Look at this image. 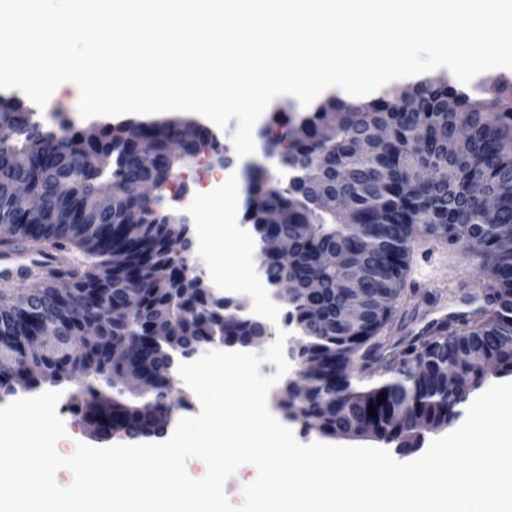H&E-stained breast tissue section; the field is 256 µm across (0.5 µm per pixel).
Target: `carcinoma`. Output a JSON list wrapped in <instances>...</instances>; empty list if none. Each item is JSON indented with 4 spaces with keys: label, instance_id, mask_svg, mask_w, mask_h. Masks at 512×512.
Here are the masks:
<instances>
[{
    "label": "carcinoma",
    "instance_id": "cac0c4a2",
    "mask_svg": "<svg viewBox=\"0 0 512 512\" xmlns=\"http://www.w3.org/2000/svg\"><path fill=\"white\" fill-rule=\"evenodd\" d=\"M473 90L478 96L445 75L427 77L357 102L330 95L300 124L273 126V140L286 148L272 154L293 179L272 181L253 165L243 220L253 225L259 257L271 233L297 247L293 268L269 259L264 271L269 284L296 282L286 321L304 334L297 357L309 389L296 398L286 382L276 397L285 418L329 437L370 434L407 448L411 434L448 426L467 401L448 390L446 368L460 369L471 390L489 375H512V85L489 79ZM182 123L177 117L141 121L132 140L124 122L101 123L94 136L64 123L46 130L33 110L0 95V242L14 249L44 243L83 256L90 267L74 282L50 273L58 284L36 297L22 288L0 290V342L25 343V315L35 299L45 303L41 317L64 336L78 335L87 321L100 324L97 341L20 360L0 374V402L43 384L57 386L79 366L90 381L71 399L76 416L102 435H161L172 412L188 407L187 399L173 397L174 358L217 340L243 347L261 334L240 304L210 297L178 219L164 206L176 168L197 156V143L183 157L169 155ZM420 166L451 169L455 179L419 181L414 171ZM151 178L161 192L144 197L139 186ZM18 184L35 199L27 213L11 206ZM107 190L112 207L97 214L95 199ZM317 192L349 198L354 225L343 223L339 209L316 205ZM269 210L282 219L272 230L263 224ZM417 233L469 245L483 275L485 304L459 327H434L387 355L383 332L406 295ZM325 251L338 253L340 263H319ZM359 264L371 271L359 286L369 306L354 328L339 317L338 289L348 268ZM131 291L142 306L126 313ZM355 356L364 362L363 377L381 380L357 387ZM136 373L149 378L147 389L121 384ZM370 406L376 415L368 414Z\"/></svg>",
    "mask_w": 512,
    "mask_h": 512
}]
</instances>
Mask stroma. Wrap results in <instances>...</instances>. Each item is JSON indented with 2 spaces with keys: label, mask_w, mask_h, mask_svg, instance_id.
I'll return each instance as SVG.
<instances>
[{
  "label": "stroma",
  "mask_w": 512,
  "mask_h": 512,
  "mask_svg": "<svg viewBox=\"0 0 512 512\" xmlns=\"http://www.w3.org/2000/svg\"><path fill=\"white\" fill-rule=\"evenodd\" d=\"M252 160L264 163L268 168L275 164L273 158L259 152L250 160L231 157L229 163L220 168L212 165L208 154H200L194 163L180 169L171 183L170 188L175 195L174 201L170 203L171 208L177 213H185L195 194L203 192L212 180L221 178L227 171L246 169ZM452 271L456 272L459 281L473 284L477 283L480 274L477 263L464 245L451 247L442 241L415 242L406 278L411 301L396 306L394 324L387 340L388 346L403 348L443 316L469 310V303L452 291L448 280V274ZM85 382V376L77 374L60 385L62 398L57 412L64 421L68 437L72 434L79 435L82 443L97 447L101 444L100 439L88 433L79 418L71 412L69 405L70 396L80 394ZM68 437L58 444L59 452L65 455L71 452Z\"/></svg>",
  "instance_id": "obj_1"
}]
</instances>
